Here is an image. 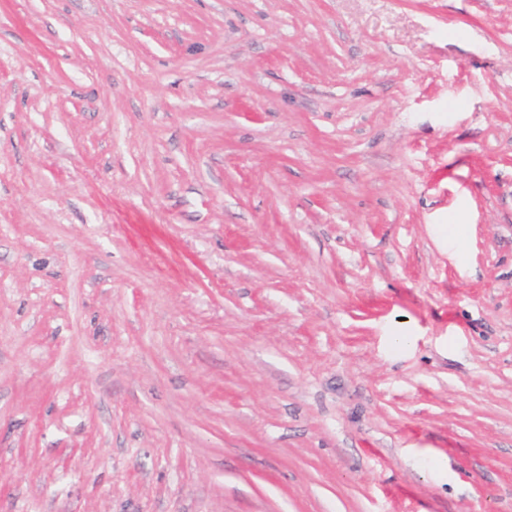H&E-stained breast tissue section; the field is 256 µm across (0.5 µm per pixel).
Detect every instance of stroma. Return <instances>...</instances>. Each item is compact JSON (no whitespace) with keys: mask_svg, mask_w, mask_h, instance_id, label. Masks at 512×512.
Returning a JSON list of instances; mask_svg holds the SVG:
<instances>
[{"mask_svg":"<svg viewBox=\"0 0 512 512\" xmlns=\"http://www.w3.org/2000/svg\"><path fill=\"white\" fill-rule=\"evenodd\" d=\"M0 512H512V0H0Z\"/></svg>","mask_w":512,"mask_h":512,"instance_id":"35a3bbf8","label":"stroma"}]
</instances>
